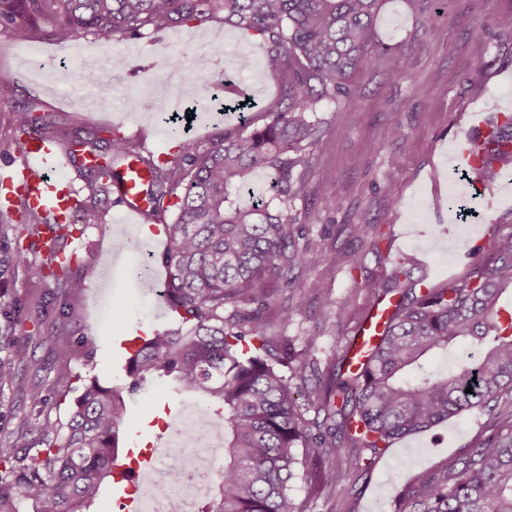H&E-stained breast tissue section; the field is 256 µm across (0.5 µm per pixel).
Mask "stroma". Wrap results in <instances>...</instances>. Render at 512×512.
<instances>
[{
	"label": "stroma",
	"instance_id": "35a3bbf8",
	"mask_svg": "<svg viewBox=\"0 0 512 512\" xmlns=\"http://www.w3.org/2000/svg\"><path fill=\"white\" fill-rule=\"evenodd\" d=\"M512 15V0H448L440 14L418 18L410 0H383L377 29L383 41L415 47L411 74L393 83L386 72L397 66V54L385 56L376 70L361 71L356 80L361 108L338 112L325 106L330 119L313 149L311 184L317 192L311 208L316 222L309 227L313 240L341 255H364L362 268L323 263L310 273L324 284L319 298L284 330L295 350H311L321 365L342 353L358 324L374 305L375 291L392 272L393 262L406 259L415 278L442 286L464 278L470 264L490 247L494 234L512 233V205H499L506 190L501 183L488 185L480 197L478 216L470 224L454 222L445 205L454 187L456 166L452 145L466 135L467 115L486 111L488 100L497 107L512 105V31L497 27L498 18ZM483 26L487 36L469 37L470 28ZM224 32V59L233 63L232 85L255 102H270L278 92V75L260 41L238 37L235 28L214 19L197 26L173 25L136 38L106 44L94 35L78 42L87 55L108 53L112 68L102 74L108 89L105 103L83 100L86 85L79 60L67 59L66 49L45 33L30 41L41 55L53 61L67 60L66 70L34 75L25 53L15 51L11 35L0 30V168L17 161L12 148V108L36 105L67 126L81 116L82 135L96 134L111 126L122 136L147 149L161 162L179 156L178 143L169 140L155 121L158 113L172 112L191 85L171 87L155 97L152 85L167 57L177 56L183 70H194L197 46ZM402 126L404 137L390 134ZM331 179L332 192L319 187ZM296 202V210H303ZM95 220L78 224L61 245L69 253L95 261L99 274L83 278L73 272L68 282L44 278L39 270L44 242L22 229L18 212L0 213V225H11L8 239L0 238V294L12 302L17 323L12 330L21 347L14 370L24 384L38 383L49 395L51 416H66L84 382L96 376L119 383L125 378V355L140 333L176 327L163 297L142 288L141 277L164 282L162 262L167 249L164 225L173 223L175 211L147 217L152 234L141 237L127 227L114 196H100ZM367 221L380 225L383 238L355 239L349 225ZM446 234H439V227ZM26 263L13 259L16 251ZM70 293L74 317L44 314L45 300ZM336 313L327 315L324 300ZM76 346L69 358H61L59 334ZM194 396L161 382L141 390L127 401L126 426L129 447L159 448L175 432V417L196 405ZM29 405L18 387L0 390V435L27 429L37 437V423L29 418ZM495 412L474 410L425 432L396 441L372 470L356 483L352 498L315 494L304 481H296L292 493L304 512H393L402 484L433 469L455 463L459 455L492 432Z\"/></svg>",
	"mask_w": 512,
	"mask_h": 512
}]
</instances>
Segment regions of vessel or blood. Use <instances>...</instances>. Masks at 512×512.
<instances>
[{
  "label": "vessel or blood",
  "instance_id": "vessel-or-blood-1",
  "mask_svg": "<svg viewBox=\"0 0 512 512\" xmlns=\"http://www.w3.org/2000/svg\"><path fill=\"white\" fill-rule=\"evenodd\" d=\"M68 163V158L62 157L54 145L40 139L30 140L19 162L0 171V207L9 211L23 202L49 215L52 223H59L63 212L77 204L75 189L60 174L61 168ZM148 178L147 170L138 164L131 165L124 172L118 200L127 217L134 219L147 215ZM388 314V308L374 307L358 326L346 349L352 369H359L364 364ZM154 464V454L149 450L139 453L133 461L132 473L118 486L122 512H140L135 488L143 473Z\"/></svg>",
  "mask_w": 512,
  "mask_h": 512
}]
</instances>
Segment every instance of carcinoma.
I'll list each match as a JSON object with an SVG mask.
<instances>
[{
  "mask_svg": "<svg viewBox=\"0 0 512 512\" xmlns=\"http://www.w3.org/2000/svg\"><path fill=\"white\" fill-rule=\"evenodd\" d=\"M381 2L0 0L1 30L26 40L49 23V37L62 48L88 34L110 43L222 14L224 24L262 42L281 79L276 100L246 104L238 123L209 148L201 152L187 141L181 144L184 162L168 166L124 138L72 141L33 107L12 109L19 152L33 138L57 145L69 140L91 156L109 150L104 163L90 167L91 200L109 191L116 166L129 158L151 176V214L167 211L164 200H173L177 216L165 225L164 297L180 326L158 329L136 345L125 384L90 380L64 422L44 415L49 398L40 385L28 387L38 438L0 437V512H19L22 501L31 512H89L123 454L125 396L155 379H170L178 391L207 401L212 423L227 437L220 495L199 512H304L291 494L295 480L316 479L349 493L351 479L369 472L395 441L475 408L492 410L503 394H512V306L499 304L512 291V233L493 238L464 279L443 287L413 288L408 262H395L380 292H406L356 372L346 369L342 355L322 377L314 355L293 353L264 316L271 288L288 293L280 326L306 312L303 288L317 294L323 287L307 278L309 271L336 260L298 245L313 213L293 207L311 197L312 148L327 125L318 115L323 104L357 110V74L378 67L394 50L376 27ZM413 55L411 45L399 51L390 80L408 75ZM472 156L486 182L497 168L512 165L511 114H502ZM259 171L270 179L269 195L254 192ZM244 192L251 196L247 207L239 203ZM19 209L28 231L40 234L46 218L23 202ZM71 262L52 244L41 269L64 281ZM238 303L253 308L224 315L226 305ZM462 343L478 347L480 356L451 374L413 375L434 354ZM13 346V337L0 336V389L15 383ZM285 363L288 377L280 369ZM294 378L300 381L296 392ZM311 409L322 420L307 422ZM394 512H512V411L497 417L495 432L454 467L405 484Z\"/></svg>",
  "mask_w": 512,
  "mask_h": 512,
  "instance_id": "1",
  "label": "carcinoma"
}]
</instances>
